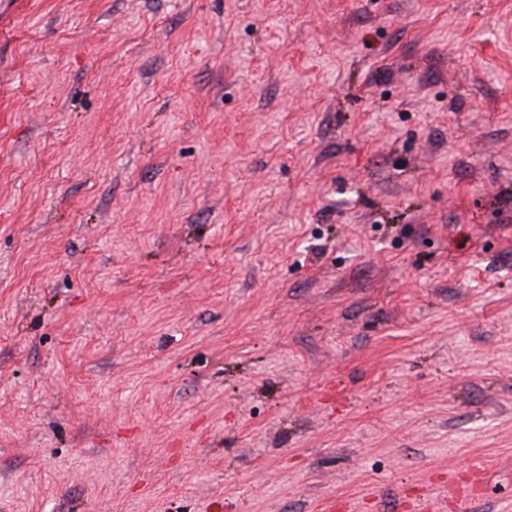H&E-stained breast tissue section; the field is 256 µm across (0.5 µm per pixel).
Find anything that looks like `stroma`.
<instances>
[{"label":"stroma","instance_id":"35a3bbf8","mask_svg":"<svg viewBox=\"0 0 512 512\" xmlns=\"http://www.w3.org/2000/svg\"><path fill=\"white\" fill-rule=\"evenodd\" d=\"M0 512H512V0H0Z\"/></svg>","mask_w":512,"mask_h":512}]
</instances>
